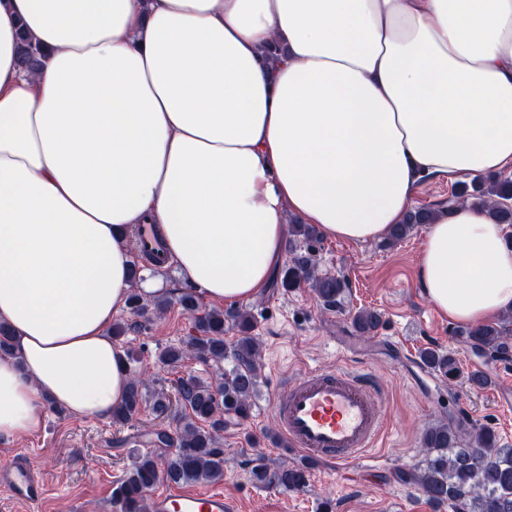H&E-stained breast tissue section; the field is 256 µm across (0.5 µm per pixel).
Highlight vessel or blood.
<instances>
[{
	"label": "vessel or blood",
	"instance_id": "vessel-or-blood-1",
	"mask_svg": "<svg viewBox=\"0 0 512 512\" xmlns=\"http://www.w3.org/2000/svg\"><path fill=\"white\" fill-rule=\"evenodd\" d=\"M141 254L163 265L151 225L136 228ZM279 435L289 448L346 470L374 447L384 429V410L373 378L358 367H313L284 377L273 399ZM0 488L15 500L35 503L44 486L25 457L0 465ZM154 512H230L220 492L171 488L153 500Z\"/></svg>",
	"mask_w": 512,
	"mask_h": 512
}]
</instances>
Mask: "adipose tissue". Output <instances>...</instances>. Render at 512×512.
<instances>
[{"label": "adipose tissue", "mask_w": 512, "mask_h": 512, "mask_svg": "<svg viewBox=\"0 0 512 512\" xmlns=\"http://www.w3.org/2000/svg\"><path fill=\"white\" fill-rule=\"evenodd\" d=\"M510 167L512 0H0V436L47 400L124 402L108 326L131 225L201 297L243 301L283 259L285 212L375 241L422 177ZM506 234L466 204L428 225L417 283L449 321L512 311ZM19 44L18 63L20 68L27 73H36L44 57V51L24 33L19 37Z\"/></svg>", "instance_id": "ef3b65f1"}]
</instances>
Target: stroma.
Instances as JSON below:
<instances>
[{"label":"stroma","instance_id":"1","mask_svg":"<svg viewBox=\"0 0 512 512\" xmlns=\"http://www.w3.org/2000/svg\"><path fill=\"white\" fill-rule=\"evenodd\" d=\"M424 232V226H417L392 246L382 239L355 243L321 237L314 245L320 272L347 283L335 308H324L306 288L268 287L236 305L200 300L204 311L236 307L251 312L261 347L262 377L251 415L243 421L225 419L221 434L224 480L219 488L233 512H454L397 477L423 459L425 429L439 422L464 433L487 428L499 447L512 448V359L472 349L464 325L450 322L425 298L416 278ZM141 275L163 284L171 304L164 314L141 317L139 332L115 343L133 353L131 370L147 372L151 389L171 397L179 377L191 373L206 380L214 368L196 360L175 369L159 364L163 348L179 345L193 332L177 302L189 285L173 265L164 271L147 266ZM363 308L377 309L384 320L368 339L353 327L355 313ZM429 348L452 352L462 377L451 381L426 368L420 353ZM353 355L364 358L384 406L385 428L369 459L347 476L328 464L311 463L308 483L298 490L256 484L255 466L272 471L300 460L277 438L272 402L282 377L308 367L336 366ZM473 371L491 374V382L470 387L466 375ZM174 427L171 417L157 415L148 405L123 426L106 417L43 411L35 431L0 438V462L24 452L41 471L43 500L29 505L0 492V512H118L112 503L114 487L139 455L153 451L155 430Z\"/></svg>","mask_w":512,"mask_h":512}]
</instances>
